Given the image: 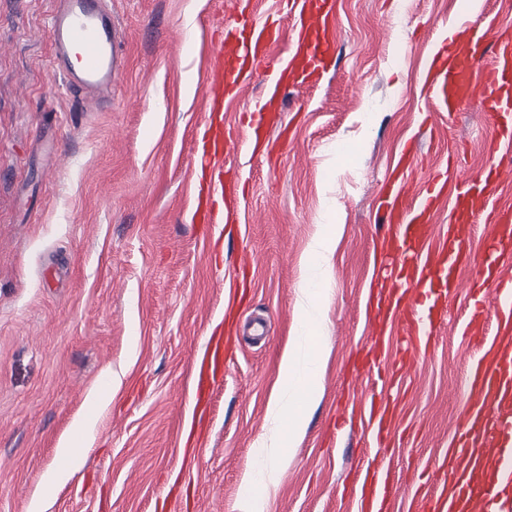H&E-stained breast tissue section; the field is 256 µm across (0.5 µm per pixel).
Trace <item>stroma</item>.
Returning <instances> with one entry per match:
<instances>
[{
    "instance_id": "35a3bbf8",
    "label": "stroma",
    "mask_w": 512,
    "mask_h": 512,
    "mask_svg": "<svg viewBox=\"0 0 512 512\" xmlns=\"http://www.w3.org/2000/svg\"><path fill=\"white\" fill-rule=\"evenodd\" d=\"M400 1L338 0L335 68L286 95L272 157L234 153L246 190L220 226L193 220L194 147L211 40L240 0H108L124 67L100 106L54 70L56 0H0V512H240L325 224L339 232L308 337L323 355L317 389L267 512H356L348 471L373 436L346 421L345 393L366 397L369 383L345 362L366 342L373 200L405 140L417 188L448 150L423 124L416 82L455 10ZM455 135V173H481L496 133L477 105ZM465 305L447 302L407 381L397 427L410 435L379 461L400 488L391 512H413L459 422L479 351L461 336ZM232 323L238 338L212 375L205 346ZM106 390L111 402L92 406ZM90 412L79 471L44 488L60 441Z\"/></svg>"
}]
</instances>
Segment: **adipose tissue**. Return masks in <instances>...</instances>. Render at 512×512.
<instances>
[{
  "mask_svg": "<svg viewBox=\"0 0 512 512\" xmlns=\"http://www.w3.org/2000/svg\"><path fill=\"white\" fill-rule=\"evenodd\" d=\"M320 365V354L308 349L304 342L292 343L284 351L279 385L268 403L269 415L276 422L278 433L259 443L260 474L251 482L249 494L240 505L241 512H266L271 491L280 472L288 465L290 451L284 441L296 439L301 433L304 420L300 404L312 398Z\"/></svg>",
  "mask_w": 512,
  "mask_h": 512,
  "instance_id": "1",
  "label": "adipose tissue"
}]
</instances>
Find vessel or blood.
<instances>
[{
  "instance_id": "1",
  "label": "vessel or blood",
  "mask_w": 512,
  "mask_h": 512,
  "mask_svg": "<svg viewBox=\"0 0 512 512\" xmlns=\"http://www.w3.org/2000/svg\"><path fill=\"white\" fill-rule=\"evenodd\" d=\"M101 2L60 0L50 20L53 62L75 93H111L121 71L120 32ZM286 2L297 22L286 64H276L272 55L278 29L254 15L225 28L213 42L204 76L207 117L198 143L202 169L216 166L230 147L224 102L252 76L270 78L264 102L255 106L260 127L269 131L278 124L274 101L328 70L335 52L334 0ZM456 16L423 72L420 94L430 112L445 113L451 122L464 106L477 103L497 132L488 148L492 163L483 173L459 176L452 184L441 178L412 196L401 178L410 155L401 154L399 169L384 180L373 203L376 223L390 227L374 250L377 276L367 298L379 318L370 345L356 353L352 367L371 375L380 373L386 361L402 372L413 368L417 348L436 340L440 324L431 313L432 298L421 295V288L437 285V294L444 297L466 291L472 307L465 330L476 334L486 320L482 294L494 287L496 332L468 369L463 385L468 403L438 469L439 490L427 496L423 512H512V284H501L481 257L485 249L512 250V210L492 203L500 166L512 164V155L501 151L502 145L512 144V32L473 24L464 8ZM448 191L454 194V217L443 245L432 250L427 241L433 216ZM195 216L202 224L224 220L214 207L210 184L199 189ZM396 412L390 396L371 405L377 444H385ZM356 490L361 512H388L397 492L388 475L371 467L357 471Z\"/></svg>"
}]
</instances>
